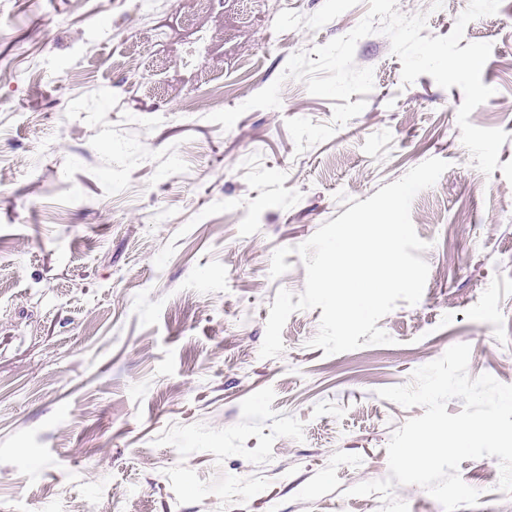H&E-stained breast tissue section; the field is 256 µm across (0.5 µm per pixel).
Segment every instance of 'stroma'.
<instances>
[{
	"label": "stroma",
	"mask_w": 512,
	"mask_h": 512,
	"mask_svg": "<svg viewBox=\"0 0 512 512\" xmlns=\"http://www.w3.org/2000/svg\"><path fill=\"white\" fill-rule=\"evenodd\" d=\"M368 0H0V512H381L347 489L387 477L393 431L421 416L380 398L456 344L468 373L512 385V183L462 145L459 87L410 85L389 38L355 48L373 71L363 111L297 151L286 122L333 119L334 100L282 80L289 57L348 34ZM454 28L462 0H397ZM506 8L466 27L488 42L495 93L472 124L508 133L512 24ZM161 41L143 72L117 62L135 27ZM281 106L231 129L185 111L214 84ZM448 169L414 198L427 242L423 296L378 325L389 345L334 355L309 347L321 309L293 313L284 351L261 358L279 290L301 293L302 259L270 275L346 207L430 159ZM458 232H451L452 224ZM462 461L476 508L512 512Z\"/></svg>",
	"instance_id": "obj_1"
}]
</instances>
